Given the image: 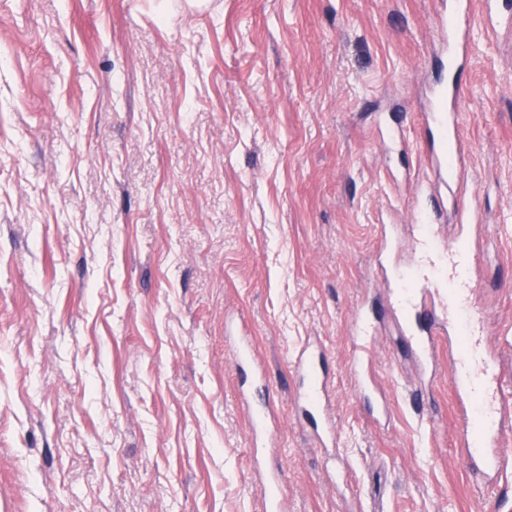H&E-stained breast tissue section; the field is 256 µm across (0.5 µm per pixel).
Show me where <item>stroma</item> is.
I'll return each mask as SVG.
<instances>
[{"mask_svg":"<svg viewBox=\"0 0 512 512\" xmlns=\"http://www.w3.org/2000/svg\"><path fill=\"white\" fill-rule=\"evenodd\" d=\"M443 2L0 0V512H265L229 322L271 377L285 512H512V462L463 466L449 369L418 374L377 261L386 224L412 257ZM460 119L512 378V32L477 36ZM310 339L336 472L293 407ZM352 335L357 348V356L352 365V372L356 376L359 388L366 392H373L380 397L382 404L386 401V395L381 393L374 382L366 379L364 370L368 365V350L373 342V335L370 332V326L367 320L361 314H358L352 324Z\"/></svg>","mask_w":512,"mask_h":512,"instance_id":"stroma-1","label":"stroma"}]
</instances>
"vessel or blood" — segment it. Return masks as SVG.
I'll return each instance as SVG.
<instances>
[{
  "instance_id": "obj_1",
  "label": "vessel or blood",
  "mask_w": 512,
  "mask_h": 512,
  "mask_svg": "<svg viewBox=\"0 0 512 512\" xmlns=\"http://www.w3.org/2000/svg\"><path fill=\"white\" fill-rule=\"evenodd\" d=\"M473 10L472 0H448V11L440 20L446 33L444 49L450 78L434 93L426 115L427 123L435 127L441 137L440 147L428 156L435 180L429 186L419 185L415 192L416 258L411 267L399 270L395 276L390 305L395 318L405 326L408 345L416 354L424 376L438 373L439 353L434 337L418 331L416 322L430 327H451L459 341L460 351L450 354L451 383L459 402L457 441L462 459L476 474L500 470L512 461V455L501 446L503 431L511 421L504 406V377L498 356L485 344L486 318L475 297L481 280L473 263L470 216L462 214L452 239L448 240L441 235L436 212L422 202L427 188H442L453 193L463 181V136L457 110L463 86L456 63L469 44ZM352 335L357 348L352 371L362 391H375L374 382L364 375L373 342L364 316L354 318ZM322 358L319 346L307 342L295 354L292 369L303 382L294 396V403L313 419L317 443L327 449L337 447L338 439L329 412ZM246 410L255 435L271 433L268 409L250 402ZM283 483L284 477L277 470L263 482L267 512H283Z\"/></svg>"
}]
</instances>
